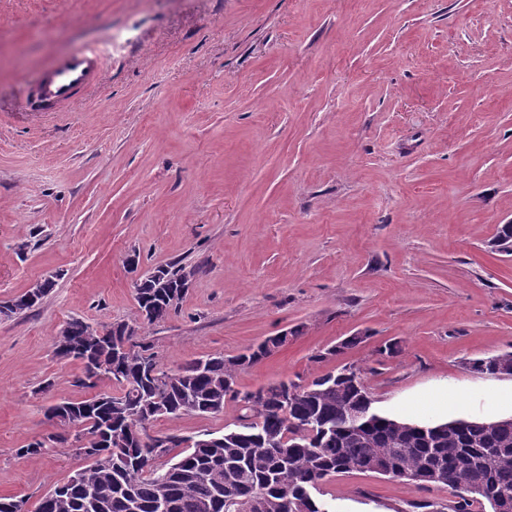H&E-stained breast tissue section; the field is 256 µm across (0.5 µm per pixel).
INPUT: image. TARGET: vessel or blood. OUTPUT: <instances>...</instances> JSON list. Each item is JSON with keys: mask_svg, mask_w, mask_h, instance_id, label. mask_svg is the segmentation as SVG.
<instances>
[{"mask_svg": "<svg viewBox=\"0 0 512 512\" xmlns=\"http://www.w3.org/2000/svg\"><path fill=\"white\" fill-rule=\"evenodd\" d=\"M103 65L92 50L56 58L45 70L32 96L46 111H62L72 100L75 91L100 83Z\"/></svg>", "mask_w": 512, "mask_h": 512, "instance_id": "vessel-or-blood-1", "label": "vessel or blood"}]
</instances>
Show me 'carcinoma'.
Wrapping results in <instances>:
<instances>
[{
    "label": "carcinoma",
    "instance_id": "cac0c4a2",
    "mask_svg": "<svg viewBox=\"0 0 512 512\" xmlns=\"http://www.w3.org/2000/svg\"><path fill=\"white\" fill-rule=\"evenodd\" d=\"M178 270L158 267L139 278L135 323L167 320L187 295ZM54 281L39 293L17 298L19 311L36 307ZM76 319L67 324L72 343L89 351V360L105 367L104 379L119 392L54 404L49 414L64 413L79 428L77 453L89 461L77 482L56 484L38 502L36 512H243L261 495L266 512H323L311 491L337 473H370L381 459L418 483L427 464L442 463L446 489L455 497L453 512H474L512 496V418L455 419L441 424L408 423L377 412L357 426L347 420L348 406L371 401L362 377L327 373L306 385L279 381L253 391L234 388L239 370L268 357L261 343L230 358L222 354L192 359L175 370L160 367L152 345ZM241 405L238 424L213 438L199 440L170 456L139 439L155 418L219 414L224 399ZM479 485L484 493L470 497Z\"/></svg>",
    "mask_w": 512,
    "mask_h": 512
}]
</instances>
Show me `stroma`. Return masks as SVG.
I'll return each instance as SVG.
<instances>
[{"label":"stroma","mask_w":512,"mask_h":512,"mask_svg":"<svg viewBox=\"0 0 512 512\" xmlns=\"http://www.w3.org/2000/svg\"><path fill=\"white\" fill-rule=\"evenodd\" d=\"M79 48L101 52L102 84L31 108L43 69ZM504 224L512 0H0V303L57 276L0 318V495L34 512L85 467L71 428L17 453L53 433L50 404L89 395L56 334L134 321L135 275L159 267L191 275L140 331L164 369L288 331L238 390L350 366L401 420L512 416V376L470 367L512 352V255L491 247ZM238 415L228 399L149 430L219 435ZM318 497L328 512L451 499L363 473Z\"/></svg>","instance_id":"stroma-1"}]
</instances>
